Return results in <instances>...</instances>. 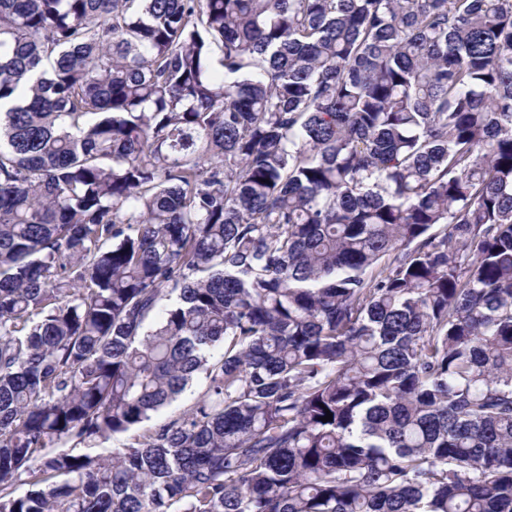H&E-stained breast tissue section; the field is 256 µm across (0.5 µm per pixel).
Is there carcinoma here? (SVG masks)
<instances>
[{
  "mask_svg": "<svg viewBox=\"0 0 512 512\" xmlns=\"http://www.w3.org/2000/svg\"><path fill=\"white\" fill-rule=\"evenodd\" d=\"M5 101L0 512H512V0H0ZM208 387V381L203 374L196 377L193 383L177 397L170 405L156 414L149 425H157L178 418L184 411L191 408L197 401L204 397ZM131 440L128 436H119L108 440H96L88 444L74 445L73 442L59 444L55 447V451H68L74 453H90V454H109L112 448H121L123 444L129 443Z\"/></svg>",
  "mask_w": 512,
  "mask_h": 512,
  "instance_id": "obj_1",
  "label": "carcinoma"
}]
</instances>
